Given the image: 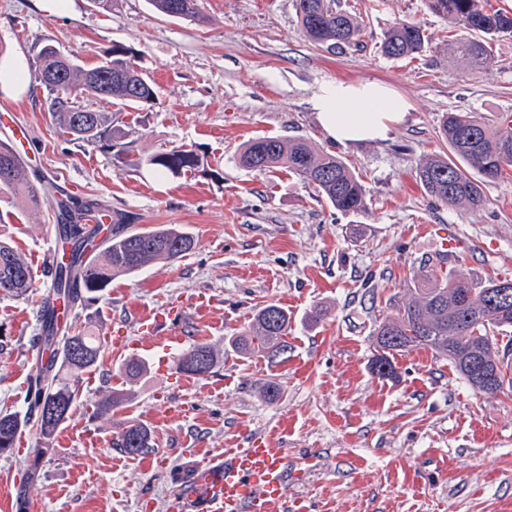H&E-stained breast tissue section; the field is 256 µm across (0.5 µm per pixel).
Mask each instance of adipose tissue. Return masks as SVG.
Returning a JSON list of instances; mask_svg holds the SVG:
<instances>
[{
  "instance_id": "adipose-tissue-1",
  "label": "adipose tissue",
  "mask_w": 512,
  "mask_h": 512,
  "mask_svg": "<svg viewBox=\"0 0 512 512\" xmlns=\"http://www.w3.org/2000/svg\"><path fill=\"white\" fill-rule=\"evenodd\" d=\"M318 122L334 142L380 140L402 121L408 102L383 86L364 82L324 86L313 98Z\"/></svg>"
}]
</instances>
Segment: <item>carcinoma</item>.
I'll return each instance as SVG.
<instances>
[{
    "instance_id": "cac0c4a2",
    "label": "carcinoma",
    "mask_w": 512,
    "mask_h": 512,
    "mask_svg": "<svg viewBox=\"0 0 512 512\" xmlns=\"http://www.w3.org/2000/svg\"><path fill=\"white\" fill-rule=\"evenodd\" d=\"M427 9L443 18L455 36L444 52L448 58L464 60L481 69L491 59L493 43L512 35V13L493 10L486 0H424ZM159 14L200 21V0H148ZM297 22L315 45L334 50L362 44V24L338 8L336 0H293ZM429 37L423 27L399 20L383 35L381 53L391 59L414 58L426 51ZM38 79L48 93L47 108L56 123L73 140L93 145L121 138L112 125V114L92 108L93 101L125 105H152L157 99L150 78L128 59L120 45L92 67H85L60 47L48 43L36 54ZM439 133L448 143V153L425 158L417 170L424 192L434 201L472 211L486 202L484 187L512 170V113H500L487 123L475 112H446ZM144 162L164 175L180 176L197 170L203 159L192 147L175 146L150 155ZM245 169L285 168L313 187L334 209L360 215L367 211L368 190L350 166L336 155L316 150L302 137L262 136L247 141L236 156ZM0 189L30 208L43 200L46 183L32 177L11 144L0 141ZM99 210L86 203L75 209L60 204L59 232L72 243L67 266L55 269L54 291L67 298L71 309H83L97 299L112 279L131 276L154 264H169L190 254L195 237L176 225L133 229L130 218L112 213V232L98 251L89 246L98 227L80 223L98 219ZM33 283L32 266L13 247L0 242V294L22 298ZM41 341L49 351L47 364H38L35 389L28 397L26 414L0 412V456H9L14 442L27 427H33L44 447L37 455L54 452L55 435L69 420L77 402L81 372L98 365L101 348L98 336L87 326L73 327V334L59 335L53 299L44 298L39 311ZM512 327V279L471 278L447 273L430 262L423 267L411 295L374 330L377 354L371 362L380 377L395 375L394 358L406 351L426 347L445 357L456 372L473 383L471 370L485 366L498 372L501 381L512 384V339L499 343L495 332ZM290 328L288 310L277 304L261 308L248 329L225 341L241 354L263 353L275 360L288 352L285 336ZM221 351L209 343H195L177 360L184 374L205 376L218 365ZM127 389H112L100 404L101 413L123 405ZM113 447L130 455H143L153 448L149 429L132 424L119 432Z\"/></svg>"
}]
</instances>
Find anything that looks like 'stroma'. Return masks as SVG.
<instances>
[{"mask_svg":"<svg viewBox=\"0 0 512 512\" xmlns=\"http://www.w3.org/2000/svg\"><path fill=\"white\" fill-rule=\"evenodd\" d=\"M74 4L59 14L32 0H0V64L20 59L24 87L18 96L0 90V109L28 127L25 162L48 180L33 209L0 193V239L41 262L60 203L76 197L126 213L138 228L184 226L198 246L113 280L84 311L104 333L102 358L82 372L74 413L39 464L28 494L37 512H143L145 499L167 512L170 474L185 449L246 448L252 436L280 430L296 472L291 491L311 500L313 512H512V388L476 392L424 347L395 357V377L370 368L374 329L409 298L421 261L443 255L455 271L512 279V173L486 185L477 212L434 203L416 180L425 156L448 150L439 138L443 113L477 112L489 123L512 113V37L495 42L489 65L473 70L440 56L448 24L424 0H336L362 19L364 45L333 52L304 37L293 0H201L200 22L161 15L147 0H118L109 12L90 0ZM398 19L429 36L419 57L381 54ZM47 42L86 66L123 45L151 77L153 106L96 105L111 113L140 165L77 145L55 124L34 64ZM364 81L405 97L406 119L383 140L332 142L313 96L328 83ZM261 136L302 137L339 156L367 185L366 213L337 212L288 172L239 168L238 147ZM180 145L203 157L196 171L162 176L143 165ZM46 293L39 283L25 299L0 296V410L26 406L35 310ZM198 294L210 297L211 312L188 324L187 344H223L276 304L291 317L287 358L228 349L219 368L199 377L178 372L176 355L150 357L131 400L99 415L127 360L113 352L111 333L134 341L131 314ZM318 306L327 314L310 322ZM270 380L283 388L274 402L260 395ZM131 424L149 428L167 468L112 448ZM87 433L97 443H85ZM24 435V453L0 457V512H16L39 446L34 429Z\"/></svg>","mask_w":512,"mask_h":512,"instance_id":"1","label":"stroma"}]
</instances>
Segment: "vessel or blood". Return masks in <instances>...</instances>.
Wrapping results in <instances>:
<instances>
[{"label":"vessel or blood","mask_w":512,"mask_h":512,"mask_svg":"<svg viewBox=\"0 0 512 512\" xmlns=\"http://www.w3.org/2000/svg\"><path fill=\"white\" fill-rule=\"evenodd\" d=\"M210 306L198 296L192 302L136 315L133 324L138 349L172 350L184 341L182 328L190 316ZM186 473L177 474L178 492L169 512H295L297 500L288 492L292 475L282 450L269 437H256L248 448H230L220 454L189 449Z\"/></svg>","instance_id":"vessel-or-blood-1"}]
</instances>
